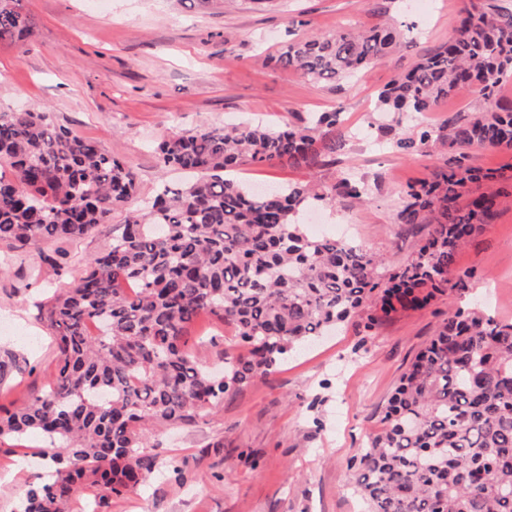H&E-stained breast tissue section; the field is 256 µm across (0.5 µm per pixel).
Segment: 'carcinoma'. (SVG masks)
I'll list each match as a JSON object with an SVG mask.
<instances>
[{
    "label": "carcinoma",
    "instance_id": "1",
    "mask_svg": "<svg viewBox=\"0 0 512 512\" xmlns=\"http://www.w3.org/2000/svg\"><path fill=\"white\" fill-rule=\"evenodd\" d=\"M14 0H0V39L27 31ZM404 38L379 23L288 41L274 57L316 82H336L386 58ZM512 79V6L471 4L448 42L394 75L379 94L377 125L397 150L448 149L447 169L407 186L398 224L427 227L398 273L336 237L300 223L311 201L364 202L363 182L294 184L258 191L229 174L246 164L313 168L345 146L339 112H314L273 128L241 122L161 140L162 168L196 175L162 184L146 210L127 213L112 243L87 260L78 284L44 306L57 365L45 389L19 408L0 405V438L38 433L53 463L16 512H68L85 486L100 499L136 490L158 468L149 431L193 422L268 375L297 348L370 304L382 315L421 309L448 284L471 278L457 253L496 216L506 193L481 189L505 169L467 164L475 145L512 150V107L497 104ZM477 111L402 132L458 93ZM133 171L97 142L44 112H0V244L24 251L73 241L109 223L135 191ZM203 314L233 327L246 353L208 371L189 346ZM365 512H512V322L448 304L388 401L381 430L351 461Z\"/></svg>",
    "mask_w": 512,
    "mask_h": 512
}]
</instances>
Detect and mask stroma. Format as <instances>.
<instances>
[{
  "label": "stroma",
  "instance_id": "1",
  "mask_svg": "<svg viewBox=\"0 0 512 512\" xmlns=\"http://www.w3.org/2000/svg\"><path fill=\"white\" fill-rule=\"evenodd\" d=\"M466 0H15L29 31L0 41V112H44L55 125L97 142L136 174V193L112 221L65 245L41 242L22 254L0 245V352L20 368L0 382V405H25L56 370L55 332L37 303L74 287L85 262L103 250L126 212L143 208L169 172L154 152L164 136L246 119L275 126L310 112H342L355 133L335 164L295 169L243 166L259 188L329 184L362 177L369 199H337L307 213L404 268L424 234L395 222L407 185L443 167V154H403L366 127L380 90L455 31ZM391 21L402 44L383 61L339 83H313L272 60L288 39L339 28L363 31ZM473 270L467 292L423 309L379 319L364 335L357 322L303 349L196 421L149 437L159 473L141 490L103 501L86 489L71 512H361L349 461L381 427L385 406L449 304L479 307L512 322V206L460 250ZM190 343L199 360L221 365L240 354L230 326L205 317ZM42 438L0 440V512H14L48 458ZM177 461L182 479L168 473Z\"/></svg>",
  "mask_w": 512,
  "mask_h": 512
}]
</instances>
